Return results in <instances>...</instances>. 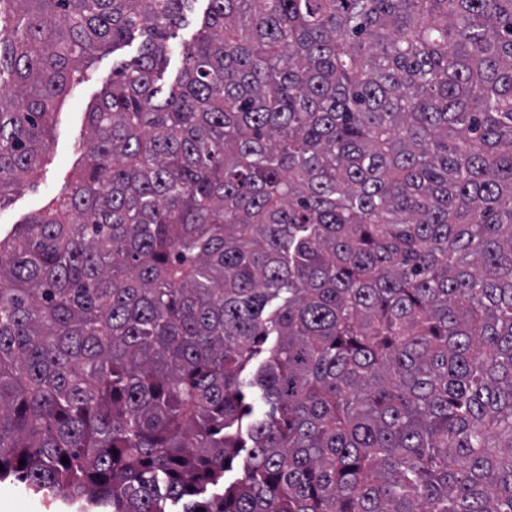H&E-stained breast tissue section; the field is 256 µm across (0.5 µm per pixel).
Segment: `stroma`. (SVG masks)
Segmentation results:
<instances>
[{"label": "stroma", "mask_w": 512, "mask_h": 512, "mask_svg": "<svg viewBox=\"0 0 512 512\" xmlns=\"http://www.w3.org/2000/svg\"><path fill=\"white\" fill-rule=\"evenodd\" d=\"M140 39L99 53L80 83L74 84L61 108L46 163L25 174L21 186L0 199V235L10 236L17 224L66 189L88 137L86 114L99 101L114 66L136 58ZM0 512H80L52 497L35 493L15 481L0 482Z\"/></svg>", "instance_id": "1"}]
</instances>
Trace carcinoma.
<instances>
[{"label": "carcinoma", "mask_w": 512, "mask_h": 512, "mask_svg": "<svg viewBox=\"0 0 512 512\" xmlns=\"http://www.w3.org/2000/svg\"><path fill=\"white\" fill-rule=\"evenodd\" d=\"M196 2L0 0V199L145 37L0 239V481L512 512V0H207L165 87ZM207 3L204 0H198L195 5V14L189 17L190 25L187 28L179 29L175 39H171V44L174 46L171 54L169 55V64L164 74V83H171L183 67V58L181 54V44L185 40H189L194 33L195 18L202 15L207 8ZM141 40L136 37L114 51L110 48L99 53L86 70L83 81L71 87L57 117L48 161L25 174L22 185L2 200V238L10 236L16 224L23 223L29 215L69 186L88 137L85 113L99 101L106 84L112 80L113 67L139 55Z\"/></svg>", "instance_id": "carcinoma-1"}]
</instances>
